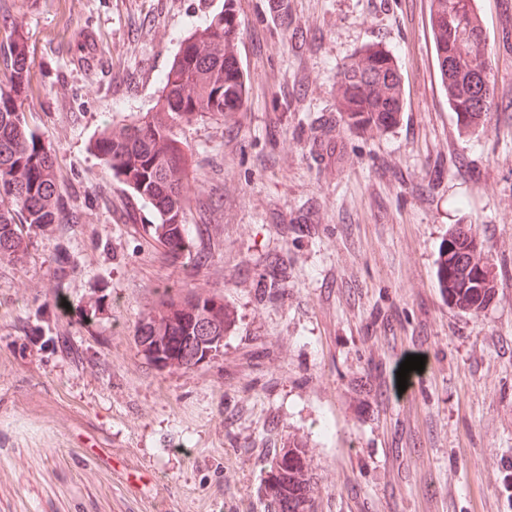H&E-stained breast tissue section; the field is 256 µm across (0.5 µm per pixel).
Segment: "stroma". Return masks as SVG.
<instances>
[{"mask_svg":"<svg viewBox=\"0 0 512 512\" xmlns=\"http://www.w3.org/2000/svg\"><path fill=\"white\" fill-rule=\"evenodd\" d=\"M269 2L237 0L244 107L182 131L186 220L212 253L196 272L164 259L151 210L91 143L152 109L181 38L224 0H16L0 16L27 40L23 110L82 213L66 294L93 310L51 324L82 363L25 344L55 296L57 229L0 262V512H265V466L292 432L310 441L316 512H512V6L477 0L500 109L467 135L434 67L430 0ZM370 43L394 51L405 107L363 135L337 81ZM297 222L312 233L283 234ZM452 224L476 225L502 270L476 318L435 278ZM272 254L288 280L268 301ZM161 288L235 309L216 359L168 370L139 352ZM410 355L425 369L402 390ZM287 269L284 259L277 255L269 256L264 260L258 281V286L264 295L274 298L281 293L288 278Z\"/></svg>","mask_w":512,"mask_h":512,"instance_id":"stroma-1","label":"stroma"}]
</instances>
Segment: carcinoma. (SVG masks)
I'll list each match as a JSON object with an SVG mask.
<instances>
[{"label": "carcinoma", "instance_id": "obj_1", "mask_svg": "<svg viewBox=\"0 0 512 512\" xmlns=\"http://www.w3.org/2000/svg\"><path fill=\"white\" fill-rule=\"evenodd\" d=\"M429 24L437 74L448 95V109L461 129L484 126L491 109L490 49L475 23V0H431ZM240 21L236 0L184 37L159 79L156 111L147 112L118 132H103L93 149L118 181L150 206L158 223L149 233L165 259L185 257L195 271L208 261L201 228L186 223L187 143L182 126L206 115L231 119L247 99L238 52ZM31 85L26 42L20 32L0 26V262H17L28 251L31 233L55 225L53 308L69 310L88 322L86 309L66 308L65 288L74 261L65 234L81 223V213L58 191L53 157L26 123L22 104ZM337 111L347 126L363 133L384 132L404 111L402 72L395 55L379 44L365 46L339 75ZM477 233L468 224L448 229V242L437 260L435 276L448 307L479 316L491 301L498 278L495 264L481 255ZM288 278L284 259L264 260L258 286L274 298ZM47 307L34 313L33 334L43 344L75 362L83 351L68 336H43L51 318ZM236 311L224 299L181 289L156 293L148 316L137 329V346L160 369H191L209 362L235 328ZM267 512H315V484L307 440L291 435L268 463L260 487Z\"/></svg>", "mask_w": 512, "mask_h": 512}]
</instances>
